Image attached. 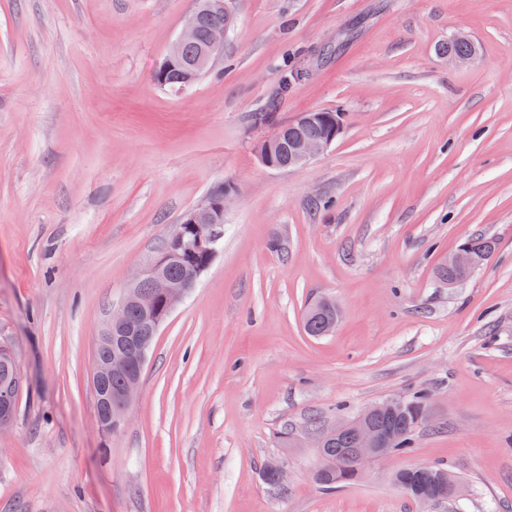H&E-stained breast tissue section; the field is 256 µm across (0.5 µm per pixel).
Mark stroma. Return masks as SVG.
<instances>
[{
    "mask_svg": "<svg viewBox=\"0 0 512 512\" xmlns=\"http://www.w3.org/2000/svg\"><path fill=\"white\" fill-rule=\"evenodd\" d=\"M227 5L223 61L176 92L153 73L196 0H0V335L22 375L0 512H512V0ZM460 34L477 52L456 66ZM311 111L341 113L336 143L265 167L257 144ZM221 188L218 254L103 433L97 338ZM476 235L492 256L445 287L438 265ZM321 296L339 322L315 339ZM416 393L409 452L315 484L319 432ZM416 465L462 500L409 498L393 475ZM320 301L308 307L304 315V330L311 337L327 336L336 327V305H321Z\"/></svg>",
    "mask_w": 512,
    "mask_h": 512,
    "instance_id": "35a3bbf8",
    "label": "stroma"
}]
</instances>
